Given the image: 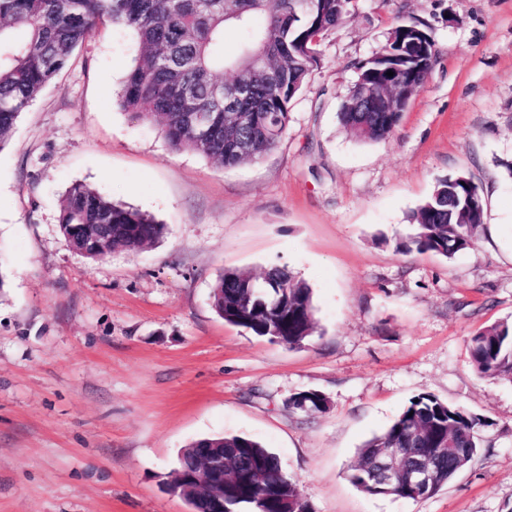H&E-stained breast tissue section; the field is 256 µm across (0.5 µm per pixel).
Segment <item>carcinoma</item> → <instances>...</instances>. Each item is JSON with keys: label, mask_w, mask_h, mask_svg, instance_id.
<instances>
[{"label": "carcinoma", "mask_w": 512, "mask_h": 512, "mask_svg": "<svg viewBox=\"0 0 512 512\" xmlns=\"http://www.w3.org/2000/svg\"><path fill=\"white\" fill-rule=\"evenodd\" d=\"M307 15L301 0H0V150L10 141L23 112L68 64L73 52L108 19L131 29L138 63L128 72L120 106L140 121L157 120L169 144L224 167L254 162L276 147L291 121V106L320 65L321 39L336 31L351 0H315ZM408 23L391 28L383 48L357 64L358 77L338 118L362 141L394 132L411 93L427 81L436 62L398 46ZM240 33L237 50H224V34ZM393 72L388 76L387 72ZM252 85L242 106L253 124L238 131L242 148L224 138V102L212 90L225 84ZM384 97L394 112L371 109L364 97ZM207 113L209 134L197 135L193 116ZM478 187L459 176L437 181L433 193L411 216L408 235L397 243L406 251L446 258L470 249L484 223ZM87 224L85 234L73 225ZM59 231L69 247L92 262L117 251L137 252L159 241L166 228L139 210L113 202L94 187L76 182L61 199ZM212 307L224 322L290 347L317 329L312 290L285 268L259 276L226 269L218 275ZM468 354L481 377L512 376V323L496 322L470 337ZM326 397L304 391L292 406L306 415L322 413ZM482 420L430 394L414 397L381 433L367 440L348 467L350 482L378 496L372 473L389 453L405 464L427 460L434 470L425 497L435 495L467 466L481 447ZM193 448H222L233 477L224 481V512H311L299 485L287 477L277 455L245 435L212 436Z\"/></svg>", "instance_id": "cac0c4a2"}]
</instances>
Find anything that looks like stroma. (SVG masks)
<instances>
[{
    "label": "stroma",
    "instance_id": "stroma-1",
    "mask_svg": "<svg viewBox=\"0 0 512 512\" xmlns=\"http://www.w3.org/2000/svg\"><path fill=\"white\" fill-rule=\"evenodd\" d=\"M403 20L438 52L386 139L338 111L358 62ZM278 145L226 168L173 150L121 110L133 32L103 21L0 150V512H188L170 486L193 441L243 434L279 458L311 512H512V379L479 377L467 344L512 322V0H355L321 47ZM484 200L453 258L399 239L437 179ZM153 216L164 237L91 262L58 228L71 184ZM286 267L318 331L289 347L228 326L219 272ZM325 395V412L291 405ZM484 418L482 447L432 497L357 490L358 448L419 394ZM326 397L318 391L298 393L292 400V406L306 415L322 413L327 408Z\"/></svg>",
    "mask_w": 512,
    "mask_h": 512
}]
</instances>
